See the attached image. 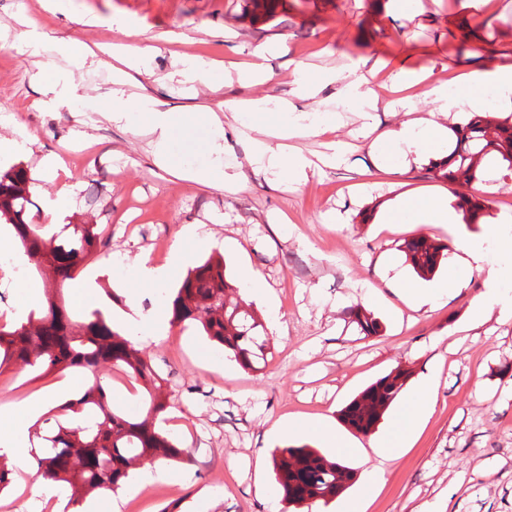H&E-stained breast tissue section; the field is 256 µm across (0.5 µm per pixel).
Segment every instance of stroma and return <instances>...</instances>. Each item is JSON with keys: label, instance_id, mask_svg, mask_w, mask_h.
<instances>
[{"label": "stroma", "instance_id": "obj_1", "mask_svg": "<svg viewBox=\"0 0 512 512\" xmlns=\"http://www.w3.org/2000/svg\"><path fill=\"white\" fill-rule=\"evenodd\" d=\"M269 20L253 19L249 0H57L44 10L40 0H0V137L12 134L20 119L36 138L31 152L0 160V169L23 165L32 179V223H48V200L62 185L74 188L65 223L95 224L112 243L82 263L78 280L93 279L97 294L136 292L142 301L167 307L181 278L172 270L157 288L135 277L139 259L152 258L151 242L175 240L188 224L205 225L208 238L184 241L192 260L218 251L230 271L248 266L267 291L241 292L242 305L267 323L269 353L246 371L214 351L193 327L171 326L166 334L141 340L144 355L166 379L161 396L168 409L159 427L178 434L193 457L192 479L181 486L184 512H285L275 492L271 466L254 469L255 453L319 439L276 437V422H327L345 445L335 456L356 471V479L329 506L312 512H512V320L469 326V307L483 289L472 276L459 295L434 309L413 311L393 292L385 275L395 264L413 271L400 247L405 239L429 235L452 244L460 235H481L489 224L512 216V169L488 160L482 181L466 188L448 184L431 168V158L381 161L368 147L357 105L336 107L324 133L282 141L317 166L305 183L285 175L253 171L248 158L257 129L282 121L277 112L245 124L224 126V168H242V190L228 193L177 178L158 167L143 137L102 118L112 105V69L74 65L46 48L23 51L19 17L48 37L109 45L119 36L112 22L132 29L130 43L151 47L149 72L132 75L124 94L148 92L172 107L169 150L175 163L196 169L211 161L206 122L191 112L205 101L254 96L285 98L302 110L316 101L297 97L291 74L307 68L321 83V96L334 100L331 73L358 63L381 84L382 100L397 99L394 73L423 67L455 81L461 73L490 66L493 57L512 54V0H417L398 11L393 0H283ZM272 46L264 64L269 81L252 85L216 75L209 83L173 78L177 55L204 56L223 66L246 61L253 48ZM57 69L63 83L80 95L71 108L54 110L35 78L44 65ZM349 147L340 167L323 164L329 141ZM87 154L81 172L53 175L43 157ZM488 198L478 223L445 229L430 224L384 223L382 215L399 198L415 194ZM371 311L382 336L364 337L350 312ZM412 372L376 433L362 435L339 419L340 409L358 392L395 367ZM439 370L433 412L425 416L399 450L381 462L374 442L402 420L423 375ZM61 372L36 375L31 368L0 374V406L51 402L65 389ZM383 464V483L366 474ZM147 468L134 464L129 486L116 495H92L94 512H156L138 486ZM120 510H113V497Z\"/></svg>", "mask_w": 512, "mask_h": 512}]
</instances>
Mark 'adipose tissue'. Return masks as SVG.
Listing matches in <instances>:
<instances>
[{
  "label": "adipose tissue",
  "mask_w": 512,
  "mask_h": 512,
  "mask_svg": "<svg viewBox=\"0 0 512 512\" xmlns=\"http://www.w3.org/2000/svg\"><path fill=\"white\" fill-rule=\"evenodd\" d=\"M333 82L339 84L337 101L341 104H361L360 117L371 121L378 109V98L370 87V80L358 68H350L333 74ZM398 84L425 85V95L430 104L429 116L421 122L406 121L398 128L378 135L372 147L379 153H388L398 147L403 156H420L427 147L435 144L441 129L440 117L453 112L477 111L483 105V91L492 84L503 93L512 94V55L498 58L493 67L462 74L456 91H449L446 82L433 71L399 69L395 74ZM293 111V104L285 99L276 101L266 97L246 98L235 101H220L215 105H202L204 120L212 127L209 143L211 154L218 158L224 153V124L253 117L269 109ZM106 120L129 125L134 134L149 133L153 137V154L162 167H170L169 142L172 127L168 110L149 95H139L135 100L113 94L111 109L104 111ZM319 122L293 120L288 124L271 125L262 129L261 139L255 143L249 160L256 170L277 171L291 176L295 181L306 180L312 167L304 155L285 154L270 144L271 139H286L320 133ZM403 216L426 224H456L459 220L455 208L446 198L431 195L409 197L402 210ZM452 273L448 282H435L419 288L405 281H397L401 298L414 309L430 308L443 297L465 288L472 274L484 277L485 288L474 300L472 317L480 324L490 319L493 312L512 317V234L498 228L478 236H460L454 241V253L449 261ZM27 407H5L0 409V454L12 458L19 467H27L31 458L32 433L25 421Z\"/></svg>",
  "instance_id": "ef3b65f1"
}]
</instances>
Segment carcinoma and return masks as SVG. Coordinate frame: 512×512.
Listing matches in <instances>:
<instances>
[{"label":"carcinoma","instance_id":"cac0c4a2","mask_svg":"<svg viewBox=\"0 0 512 512\" xmlns=\"http://www.w3.org/2000/svg\"><path fill=\"white\" fill-rule=\"evenodd\" d=\"M453 149L444 164L433 165L435 174L451 185H469L481 179L484 160L495 155L512 168V114L475 115L452 128ZM30 178L20 166L0 173V221L20 242L30 269L53 270L61 291L75 280L81 263L97 255L102 245L95 224H31L26 215ZM466 219L473 221L486 210L487 200L463 196ZM448 245L428 236L404 240L402 251L414 272L428 278L439 269ZM237 289L227 274L224 257L213 256L191 268L170 295L171 323L192 325L211 344L245 370L256 368L266 355L263 324L239 304L227 301ZM367 337L379 333L374 315L358 309L353 314ZM121 369L144 388L145 414L132 417L113 405L99 367ZM13 366L47 371L72 369L87 380L84 388L50 409L43 426L34 429L42 441L33 453L34 477L67 486L68 505L91 493L105 494L121 488L130 477L132 461L188 463L191 451L182 439L156 425L167 409L154 391L164 382L160 371L141 354L130 333L116 328L108 314L96 308L81 315L46 296V306L24 319L0 322V374ZM411 379L407 368L396 367L360 391L340 409L350 429L368 435L378 428L391 404ZM277 489L288 506L328 505L353 484V468L332 460L308 446H286L271 453ZM16 470L0 455V494L10 490Z\"/></svg>","mask_w":512,"mask_h":512}]
</instances>
